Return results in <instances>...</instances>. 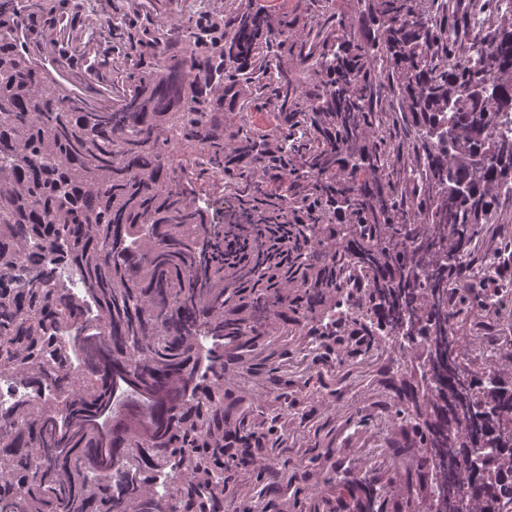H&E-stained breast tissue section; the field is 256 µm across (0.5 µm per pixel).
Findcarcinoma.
Returning a JSON list of instances; mask_svg holds the SVG:
<instances>
[{
    "mask_svg": "<svg viewBox=\"0 0 512 512\" xmlns=\"http://www.w3.org/2000/svg\"><path fill=\"white\" fill-rule=\"evenodd\" d=\"M435 0H372L377 35L314 41L305 62L327 75L303 94L280 68L288 22L242 0L212 24L190 15L177 37L149 53L92 66L111 70L112 106L66 92L30 48L31 23L47 0H0V375L36 396L0 412V512H224L226 365L199 374V336L288 335V314L326 317L327 293L367 292L368 335L417 351L421 399L396 411L426 456L406 464L430 473L428 512H512V356L475 368L459 353L456 325L509 297L474 292L469 273L478 225L495 208L492 189L512 183V32L477 37L469 56L448 57L460 20L440 18ZM382 62L406 104L402 120L417 165L396 173L401 145L380 137L374 151L350 145L382 126L373 108ZM268 76L275 126L241 121L255 76ZM261 173L283 190L260 198ZM217 173L238 209L262 220L269 250L245 247L225 275L224 243L194 183ZM316 201L307 222L289 209ZM353 220L363 246L336 237V215ZM299 240L282 253L275 241ZM93 297L97 321L63 288L59 266ZM461 276L449 280L448 270ZM85 342L79 367L71 344ZM125 372L157 396L153 426L138 410L118 418L111 457L90 421ZM218 488L200 504L195 472ZM357 512H378L384 487L355 483Z\"/></svg>",
    "mask_w": 512,
    "mask_h": 512,
    "instance_id": "cac0c4a2",
    "label": "carcinoma"
}]
</instances>
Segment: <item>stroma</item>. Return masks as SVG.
<instances>
[{"instance_id": "35a3bbf8", "label": "stroma", "mask_w": 512, "mask_h": 512, "mask_svg": "<svg viewBox=\"0 0 512 512\" xmlns=\"http://www.w3.org/2000/svg\"><path fill=\"white\" fill-rule=\"evenodd\" d=\"M289 23L288 39L296 42L311 29L328 37L349 25L360 37H370L369 0H256ZM41 53L56 67L60 80L82 95L106 88V73L88 69L70 57L63 45L43 43ZM376 111L383 118V137L404 140V106L391 81L381 79ZM369 321L339 320L320 334L316 322L299 320L295 332L265 337L262 352L240 363L235 379L225 381L226 399L237 414L251 422L268 424L270 407L284 410L288 438L265 437L261 455L265 475L243 461L228 462L233 475L226 512H245L250 502L263 499L270 512H357L345 492L328 493V476L352 481L372 477L384 485L382 512H420L427 495L426 482L415 473L396 468L393 453L419 459L422 450L414 427L395 420V405L417 385L407 354L397 346L366 336ZM305 358L308 384L267 390L269 375L284 357Z\"/></svg>"}]
</instances>
